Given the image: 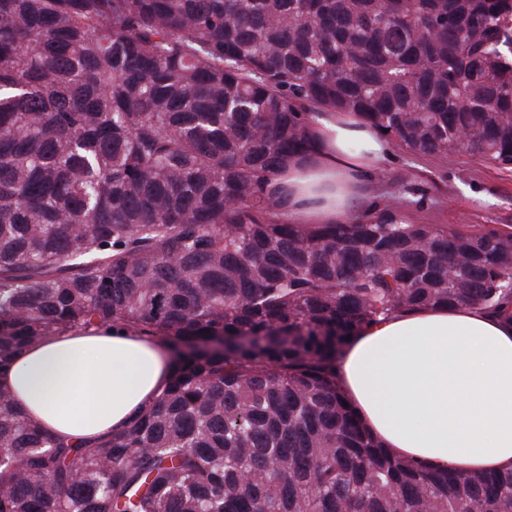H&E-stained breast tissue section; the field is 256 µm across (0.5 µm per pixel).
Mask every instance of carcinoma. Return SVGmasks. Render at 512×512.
<instances>
[{
    "label": "carcinoma",
    "mask_w": 512,
    "mask_h": 512,
    "mask_svg": "<svg viewBox=\"0 0 512 512\" xmlns=\"http://www.w3.org/2000/svg\"><path fill=\"white\" fill-rule=\"evenodd\" d=\"M326 109L512 165V0H0V369L114 327L173 358L95 442L0 390V512H512V469L395 456L336 378L394 312L512 321V232L284 223Z\"/></svg>",
    "instance_id": "1"
}]
</instances>
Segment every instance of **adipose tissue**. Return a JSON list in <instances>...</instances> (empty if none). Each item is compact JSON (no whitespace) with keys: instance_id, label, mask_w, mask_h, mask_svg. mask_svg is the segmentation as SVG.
<instances>
[{"instance_id":"obj_1","label":"adipose tissue","mask_w":512,"mask_h":512,"mask_svg":"<svg viewBox=\"0 0 512 512\" xmlns=\"http://www.w3.org/2000/svg\"><path fill=\"white\" fill-rule=\"evenodd\" d=\"M309 164L270 189L290 224H345L390 151L360 113L310 116ZM347 399L384 447L465 475L512 468V322L475 306L399 312L365 328L336 364ZM171 375L164 344L127 329L55 334L0 370L32 421L74 443L126 430Z\"/></svg>"}]
</instances>
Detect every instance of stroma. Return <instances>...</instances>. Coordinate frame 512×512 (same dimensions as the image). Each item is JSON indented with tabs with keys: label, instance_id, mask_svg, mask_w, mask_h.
<instances>
[{
	"label": "stroma",
	"instance_id": "obj_1",
	"mask_svg": "<svg viewBox=\"0 0 512 512\" xmlns=\"http://www.w3.org/2000/svg\"><path fill=\"white\" fill-rule=\"evenodd\" d=\"M354 208L392 209L416 224L512 228V166L470 154L414 156L396 145Z\"/></svg>",
	"mask_w": 512,
	"mask_h": 512
}]
</instances>
